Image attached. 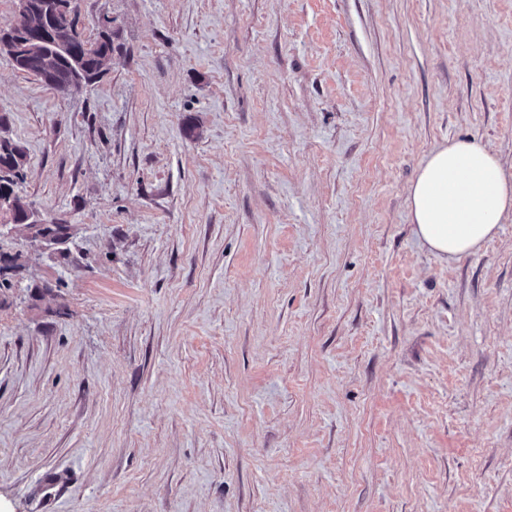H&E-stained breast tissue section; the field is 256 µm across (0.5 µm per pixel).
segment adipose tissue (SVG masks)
Returning a JSON list of instances; mask_svg holds the SVG:
<instances>
[{"label":"adipose tissue","instance_id":"adipose-tissue-1","mask_svg":"<svg viewBox=\"0 0 512 512\" xmlns=\"http://www.w3.org/2000/svg\"><path fill=\"white\" fill-rule=\"evenodd\" d=\"M411 219L435 253L476 251L512 212V182L477 141H455L425 159L409 189Z\"/></svg>","mask_w":512,"mask_h":512}]
</instances>
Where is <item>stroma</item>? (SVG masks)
Masks as SVG:
<instances>
[{
  "instance_id": "stroma-1",
  "label": "stroma",
  "mask_w": 512,
  "mask_h": 512,
  "mask_svg": "<svg viewBox=\"0 0 512 512\" xmlns=\"http://www.w3.org/2000/svg\"><path fill=\"white\" fill-rule=\"evenodd\" d=\"M102 80L0 55V512H512V213L472 254L408 188L512 181V0H75ZM7 129L8 119L0 113V215H9L11 224L22 225L29 238L32 227L37 223L33 219L30 204L18 191L19 184L25 178L27 155L18 141L2 135ZM417 235L435 253L476 251L512 212V182L477 141H455L425 159L409 189Z\"/></svg>"
}]
</instances>
